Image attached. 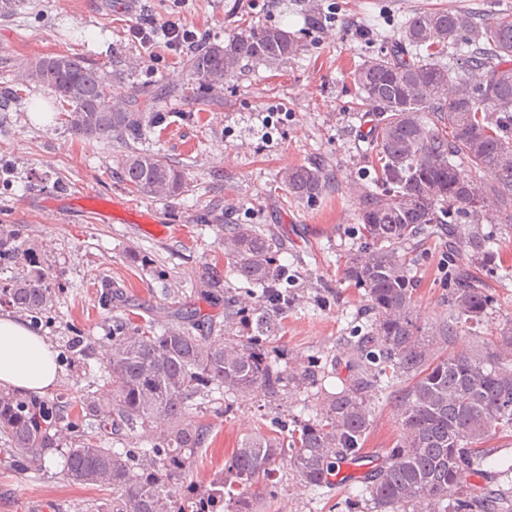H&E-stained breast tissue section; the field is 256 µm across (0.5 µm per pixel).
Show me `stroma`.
Returning <instances> with one entry per match:
<instances>
[{
	"label": "stroma",
	"instance_id": "obj_1",
	"mask_svg": "<svg viewBox=\"0 0 512 512\" xmlns=\"http://www.w3.org/2000/svg\"><path fill=\"white\" fill-rule=\"evenodd\" d=\"M118 2L25 0L18 15L0 18V87L17 80L19 63L47 54L76 53L103 64L113 94L155 96L164 120L148 128L140 147L183 165L190 190L172 204L129 194L112 176L118 149L91 147L60 124L37 123L35 113L55 111L56 104L31 84L21 102L0 107V169H9L11 179L0 185V225H22L25 240L60 278L41 324L62 368L55 394L104 402L112 343V317L99 303L104 284L127 296L122 317L140 323L162 307L194 309L205 319V335L220 342L247 332L242 318L226 319L225 308L253 300L252 286L227 267L225 225L251 224L279 237L274 257L288 268L295 302L279 317L270 344L287 353L294 371L315 367L318 379L289 384L272 398L260 391L230 401L218 392L196 398L190 417L208 426L210 436L179 481L171 512H200L206 490L245 435H281L282 422L314 416L323 394L348 386L346 360L369 328L364 291L344 274L362 243L356 198L372 185L368 127L351 72L398 37L416 10L512 13V0H132L127 10ZM152 20L185 25L200 48L264 24L294 33L304 50L275 67L246 63L221 90L209 92L189 84L182 68L189 48L157 43L146 50L134 41L132 27ZM309 163L324 167L329 181L319 197L295 199L280 172ZM58 181L65 190L55 189ZM112 196L131 212L172 225V232L153 236L120 219L99 224L85 214L92 199ZM465 230L512 267V222L491 215ZM408 252L417 322L431 328L448 312V251L436 236ZM209 267L224 278L221 296L203 283ZM480 277L494 297L485 320L451 343H437L438 352L475 350L512 318V280H503L500 268ZM78 333L85 350L77 356L71 343ZM409 384L404 377L367 390V467H378L394 447L397 396ZM5 457L0 449V512H91L103 496L98 487L67 482L63 457L25 469L6 465ZM278 478L258 512H374L360 485L315 492L286 465Z\"/></svg>",
	"mask_w": 512,
	"mask_h": 512
}]
</instances>
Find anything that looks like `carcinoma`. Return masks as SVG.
<instances>
[{"mask_svg":"<svg viewBox=\"0 0 512 512\" xmlns=\"http://www.w3.org/2000/svg\"><path fill=\"white\" fill-rule=\"evenodd\" d=\"M451 45L466 49L454 71L442 62ZM303 50L291 32L256 25L195 52L187 68L191 79L218 90L244 61L278 66ZM18 81L55 96L71 137L124 149L119 178L129 192L172 204L188 191L184 167L135 147L146 124L158 119L154 102L134 91L112 95L103 67L79 54L53 53L23 63ZM352 81L369 120L375 189L357 196L363 245L345 275L365 291L370 334L349 355V386L324 397L316 418L295 425L286 441L262 432L245 436L205 502L222 503L226 512H256V496L274 486L282 460L311 488L333 484L343 464L360 467L371 416L364 390L382 376H401L412 383L397 400L395 447L378 468L343 480L361 483L379 512H512V502L474 481L485 477L481 465L490 449L483 444L512 435V319L471 353L443 357L433 348L434 340L448 343L480 324L491 306L488 291L464 272L490 266L495 254L457 224H480L494 212L512 221V14L418 11L400 37L354 70ZM280 179L289 195L307 200L322 194L327 174L301 164ZM444 225L452 227L448 315L429 332L414 318L411 259L402 247ZM222 243L229 267L261 288L254 305L241 308L250 333L214 343L196 334L199 313L170 307L161 326L112 317L110 406L92 396L0 390V437L9 462L24 469L55 450L65 457L67 481L112 490L93 512H169L177 481L209 436L207 426L189 419L198 395L224 390L247 397L262 390L274 396L285 381L314 376L284 374L285 353L267 346L293 300L288 269L275 264L269 238L249 224H226ZM34 251L20 229H0V264L20 258L32 264L23 276L0 279V305L37 323L59 282ZM158 423L167 428L140 464L101 445L108 432Z\"/></svg>","mask_w":512,"mask_h":512,"instance_id":"carcinoma-1","label":"carcinoma"}]
</instances>
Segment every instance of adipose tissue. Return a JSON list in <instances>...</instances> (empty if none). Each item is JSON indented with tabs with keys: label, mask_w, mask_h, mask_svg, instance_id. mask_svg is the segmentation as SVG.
I'll return each mask as SVG.
<instances>
[{
	"label": "adipose tissue",
	"mask_w": 512,
	"mask_h": 512,
	"mask_svg": "<svg viewBox=\"0 0 512 512\" xmlns=\"http://www.w3.org/2000/svg\"><path fill=\"white\" fill-rule=\"evenodd\" d=\"M57 352L30 321L0 312V388L43 393L60 381Z\"/></svg>",
	"instance_id": "1"
}]
</instances>
